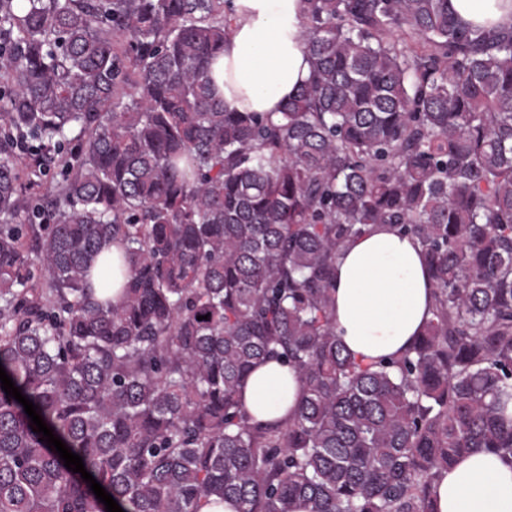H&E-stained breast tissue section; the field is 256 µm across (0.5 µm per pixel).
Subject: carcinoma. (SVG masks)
<instances>
[{
  "mask_svg": "<svg viewBox=\"0 0 512 512\" xmlns=\"http://www.w3.org/2000/svg\"><path fill=\"white\" fill-rule=\"evenodd\" d=\"M226 2L0 0V137L35 147L0 157V366L124 512H436L459 457L512 455V29L303 0L313 73L275 118L208 79ZM71 133L39 207L21 170ZM375 224L419 242L435 301L365 362L332 278ZM115 240L117 304L91 288ZM273 359L302 397L269 425L239 393ZM0 512H106L2 389Z\"/></svg>",
  "mask_w": 512,
  "mask_h": 512,
  "instance_id": "carcinoma-1",
  "label": "carcinoma"
}]
</instances>
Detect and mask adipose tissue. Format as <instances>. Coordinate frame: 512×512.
I'll return each mask as SVG.
<instances>
[{"label": "adipose tissue", "mask_w": 512, "mask_h": 512, "mask_svg": "<svg viewBox=\"0 0 512 512\" xmlns=\"http://www.w3.org/2000/svg\"><path fill=\"white\" fill-rule=\"evenodd\" d=\"M224 52L210 71L230 112H281L308 81L307 21L302 0H229ZM463 23L512 27V0H448ZM336 334L356 358L394 357L411 347L431 319L434 287L421 248L379 224L336 258L332 282ZM301 395L297 372L276 361L256 367L240 399L255 421L292 419ZM438 512H512V460L490 451L460 458L433 487Z\"/></svg>", "instance_id": "ef3b65f1"}]
</instances>
